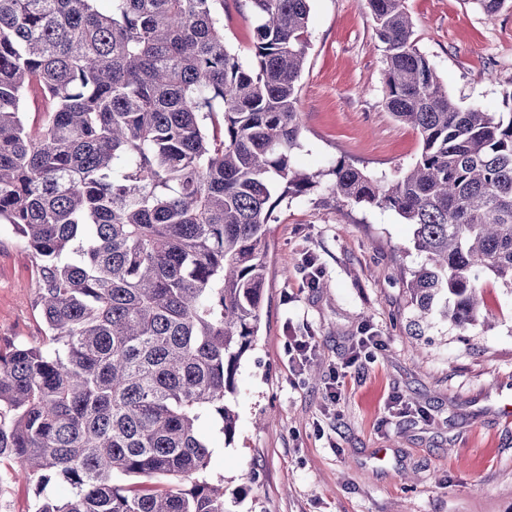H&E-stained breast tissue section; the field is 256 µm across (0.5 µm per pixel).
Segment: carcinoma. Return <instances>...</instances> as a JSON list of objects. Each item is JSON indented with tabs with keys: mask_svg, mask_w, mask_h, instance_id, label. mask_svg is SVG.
Returning a JSON list of instances; mask_svg holds the SVG:
<instances>
[{
	"mask_svg": "<svg viewBox=\"0 0 512 512\" xmlns=\"http://www.w3.org/2000/svg\"><path fill=\"white\" fill-rule=\"evenodd\" d=\"M97 2L0 0V224L45 326L0 346V466L35 484L32 512H227L200 426L233 441L274 210L324 190L395 212L425 255L411 335L435 313L465 335L481 278L512 292V111L461 107L405 0H366L384 106L421 152L388 180L299 170L310 0H251L248 63L224 0Z\"/></svg>",
	"mask_w": 512,
	"mask_h": 512,
	"instance_id": "obj_1",
	"label": "carcinoma"
}]
</instances>
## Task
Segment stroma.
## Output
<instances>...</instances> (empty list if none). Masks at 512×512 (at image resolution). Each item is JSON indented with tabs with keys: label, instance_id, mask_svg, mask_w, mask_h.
<instances>
[{
	"label": "stroma",
	"instance_id": "35a3bbf8",
	"mask_svg": "<svg viewBox=\"0 0 512 512\" xmlns=\"http://www.w3.org/2000/svg\"><path fill=\"white\" fill-rule=\"evenodd\" d=\"M419 50L462 106L507 111L512 8L487 16L473 0H406ZM248 0H224V39L249 58ZM300 80L299 168L346 160L392 176L418 155V134L383 105L384 55L364 0H311ZM256 345L242 360L232 443L203 425L209 480L227 512H512V293L482 279L491 327L468 335L433 318L407 336L399 275L424 260L392 212L308 197L275 209ZM313 256L320 285H306ZM31 257L0 228V341L43 338ZM379 337L348 365L363 331ZM310 336L309 368L288 366L289 339ZM345 371L339 400L330 383ZM406 407L389 409L391 397ZM36 487L0 468V512H29Z\"/></svg>",
	"mask_w": 512,
	"mask_h": 512
}]
</instances>
